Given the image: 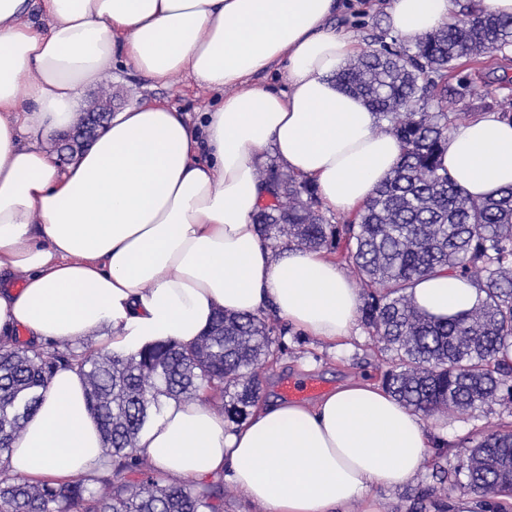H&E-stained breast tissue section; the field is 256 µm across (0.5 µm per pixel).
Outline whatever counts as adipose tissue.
Here are the masks:
<instances>
[{
  "mask_svg": "<svg viewBox=\"0 0 512 512\" xmlns=\"http://www.w3.org/2000/svg\"><path fill=\"white\" fill-rule=\"evenodd\" d=\"M339 0H0V334L39 344L96 335L132 352L193 343L214 314L270 307L336 343L361 291L321 251L264 244L254 215L266 155L352 213L402 154L362 99L334 79L358 52L328 25ZM412 40L446 26L453 0H389ZM166 85L191 79L215 102L198 121L158 99L113 113L70 164L46 140L77 125L83 93L115 67ZM279 69L283 89L258 84ZM442 163L474 199L512 185V121L483 112L453 126ZM411 294L436 318L472 308L474 284L440 270ZM172 483L221 477L257 512H375L372 492L423 471L421 417L363 378L314 403L255 405L228 424L210 401H167L137 442ZM109 463L74 368L47 391L0 469L31 482Z\"/></svg>",
  "mask_w": 512,
  "mask_h": 512,
  "instance_id": "obj_1",
  "label": "adipose tissue"
}]
</instances>
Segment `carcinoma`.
Segmentation results:
<instances>
[{
  "mask_svg": "<svg viewBox=\"0 0 512 512\" xmlns=\"http://www.w3.org/2000/svg\"><path fill=\"white\" fill-rule=\"evenodd\" d=\"M512 16L469 11L415 40L364 49L337 74L403 145L400 161L366 205L327 219L315 187L276 167L261 172L271 201L255 214L261 239L277 250H325L346 265L362 292L360 322L389 356L382 385L422 417L472 413L498 402L512 415V186L470 199L442 167L448 129L473 117L460 107L477 95L460 70L508 57ZM477 285L470 310L446 320L420 310L408 292L437 269ZM277 326L256 314L218 313L190 345L158 340L130 354L76 351L0 339V456L11 451L59 368L76 366L86 384L109 467L66 481L0 475V512H224V485L169 483L136 454L139 434L165 400L201 396L233 423L259 398L253 373L275 362ZM468 486L485 501L512 490V428L484 427L463 439Z\"/></svg>",
  "mask_w": 512,
  "mask_h": 512,
  "instance_id": "1",
  "label": "carcinoma"
}]
</instances>
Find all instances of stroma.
I'll list each match as a JSON object with an SVG mask.
<instances>
[{"instance_id":"stroma-1","label":"stroma","mask_w":512,"mask_h":512,"mask_svg":"<svg viewBox=\"0 0 512 512\" xmlns=\"http://www.w3.org/2000/svg\"><path fill=\"white\" fill-rule=\"evenodd\" d=\"M385 6L386 0H344L332 24L353 35L362 48L376 36L393 42L395 35L388 24ZM103 86L111 88L115 107L119 110L150 97L195 113L203 111L211 100L209 93L195 87L190 80L181 78L170 85H157L143 77L128 76L119 69L105 76L101 86L87 88L85 100H92ZM277 331L283 351L273 366L261 372V395L265 398H281V385L289 378H316L323 381L326 390L330 391L347 380L379 374L387 366L373 339L361 326L341 346L294 332L282 323L278 324ZM503 411L502 405L491 403L470 414L427 418L425 424L429 429H440V438L448 445L447 453L441 456L430 453L424 472L405 486L376 490L378 512H437L436 503L453 505L467 497L466 477L456 471L465 457L459 442L477 428L497 424ZM439 467L456 471L457 477L455 481L443 484L436 495L424 497L423 492L434 484L433 474Z\"/></svg>"}]
</instances>
